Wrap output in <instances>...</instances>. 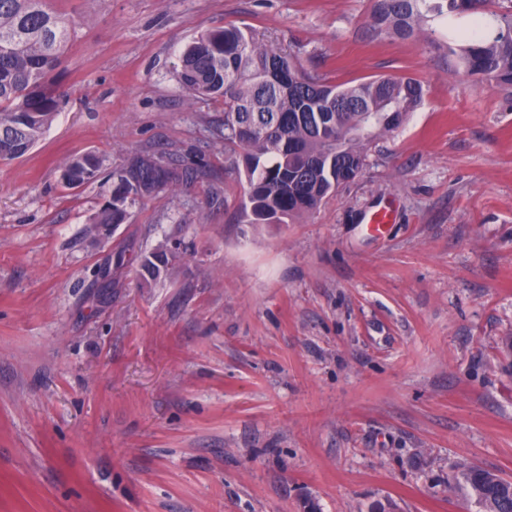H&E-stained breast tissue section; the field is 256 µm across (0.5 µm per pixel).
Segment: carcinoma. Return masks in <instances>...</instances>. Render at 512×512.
<instances>
[{
	"instance_id": "1",
	"label": "carcinoma",
	"mask_w": 512,
	"mask_h": 512,
	"mask_svg": "<svg viewBox=\"0 0 512 512\" xmlns=\"http://www.w3.org/2000/svg\"><path fill=\"white\" fill-rule=\"evenodd\" d=\"M486 0H373L368 26L375 37L415 40L435 20L469 14L472 29L448 44L464 72L490 87H512V4L490 21ZM74 27L50 0H0V156L27 155L52 124L60 96L50 75ZM180 85L197 97L224 99L227 175L244 173L243 213L251 224H284L312 213L323 199L360 174L374 139L398 128L422 102V83L382 75L358 84H332L305 72L296 57L235 26L209 30L180 56ZM101 161L68 158L69 188L95 181ZM194 171L173 154L144 149L112 171V195L93 219L123 224L128 205L167 187L187 184ZM175 253L162 247L140 257L146 283L158 279ZM480 512H512V480L478 465L463 467L453 485Z\"/></svg>"
}]
</instances>
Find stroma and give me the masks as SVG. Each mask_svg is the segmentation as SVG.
Listing matches in <instances>:
<instances>
[{
	"label": "stroma",
	"instance_id": "35a3bbf8",
	"mask_svg": "<svg viewBox=\"0 0 512 512\" xmlns=\"http://www.w3.org/2000/svg\"><path fill=\"white\" fill-rule=\"evenodd\" d=\"M52 6L75 24L64 102L0 159V512H479L459 465L512 478V88L466 76L440 22L370 38L371 0ZM229 24L333 82L405 75L424 98L312 214L247 223L224 102L177 80L183 46ZM146 148L197 179L94 234L113 169ZM88 152L100 177L66 187ZM173 244L144 284L132 257ZM101 161L91 153L68 158L61 167V180L66 187L76 188L94 182L101 173Z\"/></svg>",
	"mask_w": 512,
	"mask_h": 512
}]
</instances>
